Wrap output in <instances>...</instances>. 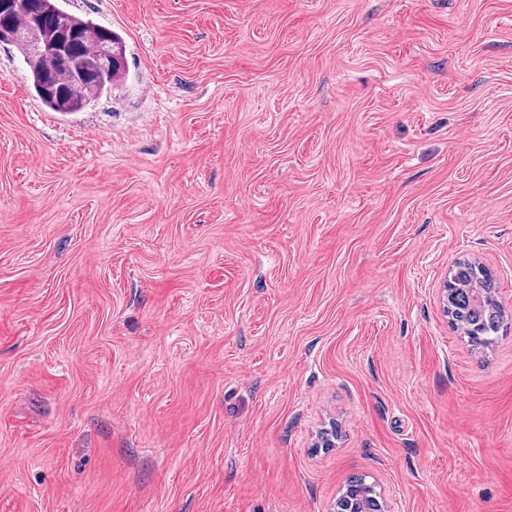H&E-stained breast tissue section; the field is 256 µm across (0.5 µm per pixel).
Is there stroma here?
<instances>
[{
    "label": "stroma",
    "instance_id": "stroma-1",
    "mask_svg": "<svg viewBox=\"0 0 512 512\" xmlns=\"http://www.w3.org/2000/svg\"><path fill=\"white\" fill-rule=\"evenodd\" d=\"M60 3L126 74L0 44V512H512V0ZM455 295L449 298L452 317L475 349L486 348L504 327L502 308L494 295L496 283L477 262L459 261L452 271ZM471 294H478L481 302L473 305L468 301Z\"/></svg>",
    "mask_w": 512,
    "mask_h": 512
}]
</instances>
